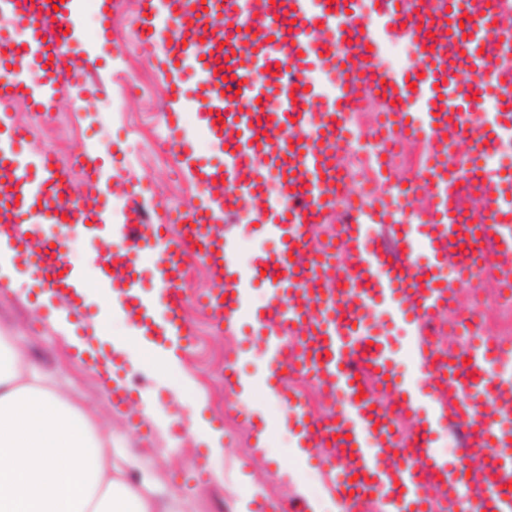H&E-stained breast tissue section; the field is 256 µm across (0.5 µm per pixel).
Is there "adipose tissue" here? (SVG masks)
<instances>
[{
  "mask_svg": "<svg viewBox=\"0 0 512 512\" xmlns=\"http://www.w3.org/2000/svg\"><path fill=\"white\" fill-rule=\"evenodd\" d=\"M86 405L0 336V512H169L135 454L112 451Z\"/></svg>",
  "mask_w": 512,
  "mask_h": 512,
  "instance_id": "obj_1",
  "label": "adipose tissue"
}]
</instances>
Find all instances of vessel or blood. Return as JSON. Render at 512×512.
I'll use <instances>...</instances> for the list:
<instances>
[{"instance_id":"obj_1","label":"vessel or blood","mask_w":512,"mask_h":512,"mask_svg":"<svg viewBox=\"0 0 512 512\" xmlns=\"http://www.w3.org/2000/svg\"><path fill=\"white\" fill-rule=\"evenodd\" d=\"M141 0L138 43L160 67L168 86L166 121L184 105L182 77L195 87L197 118L178 127L173 146L201 189L184 210L177 233L166 218H146L136 185L110 179L96 149L73 156L50 149L25 153L26 131L0 121V237L28 262L40 285L82 318V278L70 263L65 238L81 225L96 244V264L132 329L164 350L188 351L194 336L185 308L201 302L225 335L257 317L267 358L264 381L284 403L299 446L316 458L337 512H358L351 489L360 486L375 512H433L447 498L448 512H512V370L497 346L470 340L464 360L449 354L433 330L459 302L458 283L442 272L463 257V278L488 268H512V173L485 169L483 209L475 222L460 214L468 170L449 164V150H499V132L512 126V37L499 38L485 0ZM79 0H0V20L23 26L18 41L0 34V100L22 99L42 114L61 94L79 95L78 78L61 81L58 67H75ZM401 34L420 58L418 69L397 72L381 62V39ZM337 66V84L324 89L303 73L315 59ZM383 91L403 132L431 148L425 167L432 207L414 222L411 205L359 211L344 225L336 249L315 246L319 224L336 207L341 187L336 144L358 105L355 89ZM206 136L216 158L202 160L194 146ZM81 170L97 199L70 198ZM124 194L133 203L120 229L107 205ZM249 205L260 238L276 248L239 268L228 215ZM155 257L154 285L141 284L137 259ZM207 266L215 288L197 293L194 265ZM267 300L254 309L250 290ZM405 317L419 386L395 368L387 335L367 330L375 315ZM318 384L338 392L315 414L284 383L289 347ZM83 354L107 357L112 402L129 405L120 350L103 355L92 341ZM224 381L234 390V411L254 413L233 368ZM389 404L378 401V394ZM415 425L402 429L405 419ZM478 422L473 450L454 460L437 456L440 435Z\"/></svg>"}]
</instances>
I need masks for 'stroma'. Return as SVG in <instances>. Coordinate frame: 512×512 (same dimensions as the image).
Listing matches in <instances>:
<instances>
[{
  "mask_svg": "<svg viewBox=\"0 0 512 512\" xmlns=\"http://www.w3.org/2000/svg\"><path fill=\"white\" fill-rule=\"evenodd\" d=\"M97 6V0H86L80 17L78 54L86 60L81 96L63 98L42 116L22 102L10 104L9 111L32 128L30 148L76 153L97 143L114 174L136 179L158 213L181 208L184 202L199 199L200 190L183 173L171 145L163 119L166 84L134 38L139 0H123L105 35L100 32ZM14 279L23 281L22 292H12ZM186 319L200 338L196 353L179 355L174 374L138 369L127 379L136 400H149L156 411L155 421L148 424L150 432L144 435L131 426L141 417L135 407H113L104 375L81 355L82 332L72 317L64 315L61 303L47 295L19 262H12L9 274L0 275V334L14 337L40 369L85 397L94 419L111 425L120 447L135 452L144 467L129 471L130 482H139L143 471H150L162 486L178 490L185 502L183 512H214L223 502L232 512H255L258 492L300 498L319 512H335L322 475L299 451L295 433L284 424L282 402L260 376L259 351L249 344L255 324L244 320L235 340L229 341L209 314L192 309ZM235 342L247 346L240 377L250 383L255 419L251 436L217 454L206 439L223 431L231 390L218 387L216 371ZM192 409L197 424L191 430L187 413ZM257 439L262 455L254 459L248 450ZM197 459L208 465L221 461V479L198 481L192 468ZM270 461L284 474L275 488L265 481Z\"/></svg>",
  "mask_w": 512,
  "mask_h": 512,
  "instance_id": "35a3bbf8",
  "label": "stroma"
}]
</instances>
